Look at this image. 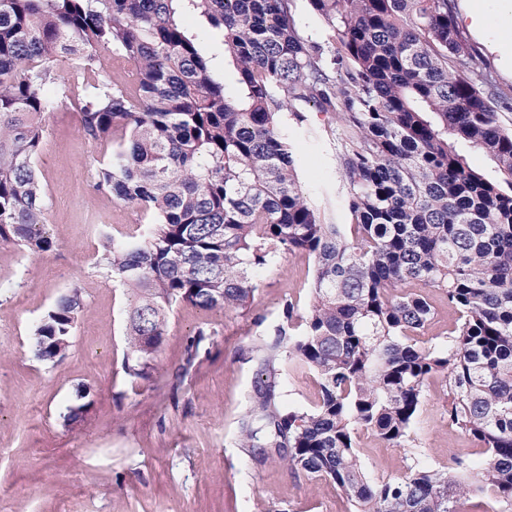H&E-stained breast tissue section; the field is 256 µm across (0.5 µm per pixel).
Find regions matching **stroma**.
<instances>
[{
  "mask_svg": "<svg viewBox=\"0 0 512 512\" xmlns=\"http://www.w3.org/2000/svg\"><path fill=\"white\" fill-rule=\"evenodd\" d=\"M482 33L469 29L471 0H455V18L488 69L512 95V72L486 52L506 38L500 0H482ZM303 122L284 116L280 136L296 153L305 194L327 219L348 221L337 165L341 128L311 106ZM37 166L47 190L46 229L54 246L22 252L0 243V512H349L345 494L285 468L278 455L256 464L239 445L240 426L262 383V350L284 324L285 301L311 298L313 263L301 253L262 271L247 310L171 312L165 340L146 375H127V294L102 259L101 233L135 234L136 206L97 190L105 149L79 130L75 99L59 102L45 121ZM80 288L85 310L63 360L38 361L33 325L68 289ZM205 331L193 366L189 337ZM284 403L311 407L317 382L307 370L278 366ZM90 402L84 423L68 424V407ZM440 377L429 379L420 415L424 465L447 468L474 446L451 430ZM359 448L370 476L398 475L407 448H389L368 432Z\"/></svg>",
  "mask_w": 512,
  "mask_h": 512,
  "instance_id": "1",
  "label": "stroma"
}]
</instances>
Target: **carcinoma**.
<instances>
[{
	"instance_id": "1",
	"label": "carcinoma",
	"mask_w": 512,
	"mask_h": 512,
	"mask_svg": "<svg viewBox=\"0 0 512 512\" xmlns=\"http://www.w3.org/2000/svg\"><path fill=\"white\" fill-rule=\"evenodd\" d=\"M328 33L306 38L295 0H0V242L47 251L46 190L36 165L54 109L57 66L89 91L80 130L112 155L95 186L137 206L140 234L100 236L126 289L125 364L150 367L178 304L245 310L254 277L289 253L313 259L312 297L282 314L288 338L268 349L269 376L241 423L242 448H284L285 464L330 481L350 512H512V131L505 96L482 67L453 0H307ZM217 31L235 91L185 25ZM135 70L101 83L102 53ZM315 106L341 123L338 167L348 224L322 219L302 191L281 115ZM494 162L490 178L460 145ZM457 314L448 340H423L433 295ZM80 289L36 323L31 347L65 356ZM317 377L309 408L284 406L275 363ZM449 393L448 426L482 448L452 472L420 463L368 477L358 435L421 452L427 381Z\"/></svg>"
}]
</instances>
